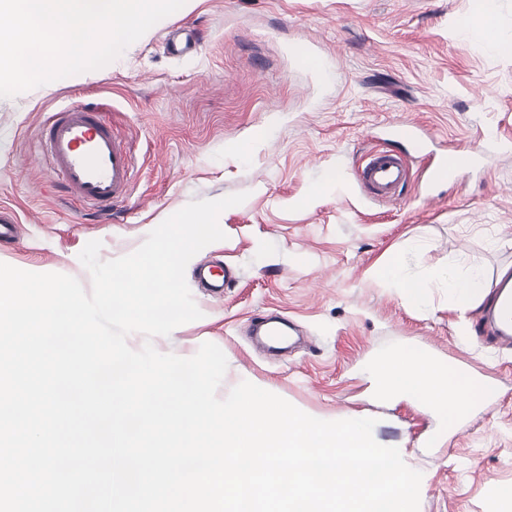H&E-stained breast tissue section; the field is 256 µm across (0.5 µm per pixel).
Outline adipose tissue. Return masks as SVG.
Listing matches in <instances>:
<instances>
[{"label": "adipose tissue", "mask_w": 512, "mask_h": 512, "mask_svg": "<svg viewBox=\"0 0 512 512\" xmlns=\"http://www.w3.org/2000/svg\"><path fill=\"white\" fill-rule=\"evenodd\" d=\"M404 260L395 254L376 265L373 278L381 285L395 288L415 305L426 301L425 280L405 275ZM448 294L456 307L465 309L483 300L492 287L482 273L460 272L458 261H450L445 275ZM375 393L383 400L409 398L448 419H457V409L449 407V398L474 401L478 384L462 377L455 369L422 350L392 349L381 353L370 364Z\"/></svg>", "instance_id": "1"}]
</instances>
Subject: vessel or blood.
<instances>
[{"label":"vessel or blood","mask_w":512,"mask_h":512,"mask_svg":"<svg viewBox=\"0 0 512 512\" xmlns=\"http://www.w3.org/2000/svg\"><path fill=\"white\" fill-rule=\"evenodd\" d=\"M38 147L64 179L67 191L101 214L111 215L113 206L127 197L133 155L97 109L73 104L55 113L40 128ZM411 176L408 162L387 148L370 153L356 171L358 181L380 200H397ZM492 319L498 334H512L511 290L497 293Z\"/></svg>","instance_id":"vessel-or-blood-1"}]
</instances>
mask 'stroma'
<instances>
[{
  "label": "stroma",
  "instance_id": "35a3bbf8",
  "mask_svg": "<svg viewBox=\"0 0 512 512\" xmlns=\"http://www.w3.org/2000/svg\"><path fill=\"white\" fill-rule=\"evenodd\" d=\"M474 8L475 0H188L109 65L0 98V206L21 220L0 263L69 275L88 290L78 258L88 241H101V259L118 258L189 202L246 193L219 216L225 240L187 265L201 319L150 341L130 334L129 346L149 341L187 358L214 343L228 361L220 396L252 380L325 420L376 418L375 441L398 447L424 476L419 512H494L512 493V342L490 331L485 305L459 311L443 280L453 258L491 279L512 265V55L493 51L482 30H460ZM180 27L198 47L176 58L165 36ZM80 101L101 108L134 157L129 197L109 219L62 200L37 149L48 113ZM401 120L420 125L422 137L394 136ZM246 141L247 155L232 153ZM374 145L409 153L404 204L373 200L356 181ZM447 154L468 158L464 176L428 182ZM334 170L346 191L311 201ZM423 190L441 204L422 207ZM392 252L404 255V274L428 281L427 306L368 278ZM216 260L237 271L220 295L194 275ZM270 313L300 336L280 354L249 332L252 318ZM395 347L428 351L493 390L454 425L414 402L379 403L366 366Z\"/></svg>",
  "mask_w": 512,
  "mask_h": 512
}]
</instances>
